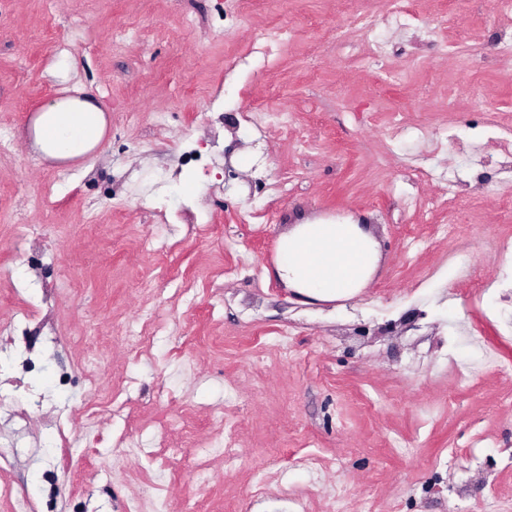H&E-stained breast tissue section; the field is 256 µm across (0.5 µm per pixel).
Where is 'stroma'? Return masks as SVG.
<instances>
[{
    "mask_svg": "<svg viewBox=\"0 0 512 512\" xmlns=\"http://www.w3.org/2000/svg\"><path fill=\"white\" fill-rule=\"evenodd\" d=\"M352 7L0 0V512L17 491L33 512L151 496L162 512H332L337 493L343 512H512V304L473 298L459 275L465 255L485 282L506 274V174L484 112L512 113L498 55L512 20L471 0L465 68L448 0H431V26L381 13L382 64L368 35L310 58L300 27H339ZM65 88L109 126L89 157L56 164L29 123ZM256 103L291 124L255 127ZM190 149L201 167L183 166ZM452 178L474 208L444 238ZM315 218L377 234L357 296L309 299L276 276L280 234ZM141 317L155 335L136 356L119 335ZM90 415L95 441L73 447ZM219 417L237 461L205 452ZM129 437L148 456L126 457Z\"/></svg>",
    "mask_w": 512,
    "mask_h": 512,
    "instance_id": "stroma-1",
    "label": "stroma"
}]
</instances>
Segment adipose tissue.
I'll list each match as a JSON object with an SVG mask.
<instances>
[{
	"label": "adipose tissue",
	"mask_w": 512,
	"mask_h": 512,
	"mask_svg": "<svg viewBox=\"0 0 512 512\" xmlns=\"http://www.w3.org/2000/svg\"><path fill=\"white\" fill-rule=\"evenodd\" d=\"M104 110L78 96L47 101L32 122L37 150L47 159L68 162L88 157L102 142ZM381 260L371 231L351 222L297 224L277 243V275L296 294L317 300L351 298L367 286Z\"/></svg>",
	"instance_id": "adipose-tissue-1"
}]
</instances>
